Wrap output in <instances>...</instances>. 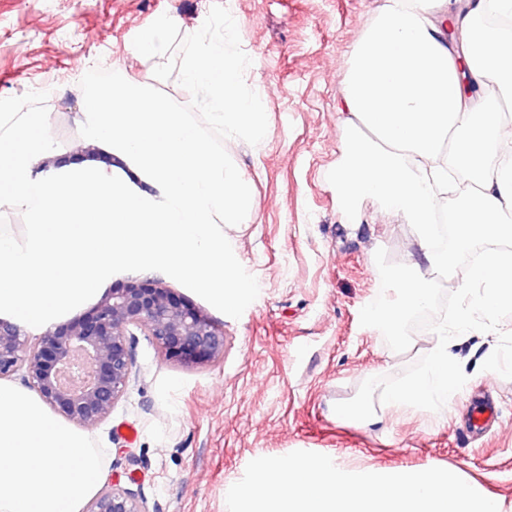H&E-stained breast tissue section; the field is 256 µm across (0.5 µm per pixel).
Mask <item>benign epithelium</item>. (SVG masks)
Returning <instances> with one entry per match:
<instances>
[{"label": "benign epithelium", "mask_w": 512, "mask_h": 512, "mask_svg": "<svg viewBox=\"0 0 512 512\" xmlns=\"http://www.w3.org/2000/svg\"><path fill=\"white\" fill-rule=\"evenodd\" d=\"M132 328L151 336L167 359L181 365H205L224 356L223 328L162 281L135 278L36 343L0 318V378L23 373L55 414L76 426L94 427L127 392L134 364ZM87 512L147 510L133 493L114 485L93 499Z\"/></svg>", "instance_id": "obj_1"}]
</instances>
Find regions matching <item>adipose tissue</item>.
I'll list each match as a JSON object with an SVG mask.
<instances>
[{"label": "adipose tissue", "instance_id": "1", "mask_svg": "<svg viewBox=\"0 0 512 512\" xmlns=\"http://www.w3.org/2000/svg\"><path fill=\"white\" fill-rule=\"evenodd\" d=\"M482 0L460 14L453 0H384L346 63L341 90L348 146L333 182L343 210L367 199L408 224L427 268L413 259L391 267L393 299L366 309L368 322L399 335L427 307L438 278L474 242L486 245L454 329L474 315L494 319L512 306V32L488 28L483 47L455 54L447 26H471ZM490 84L496 96L467 104L465 85ZM77 157L51 150L43 116H0V208L26 218V236L0 230V317L24 329L49 328L88 304L113 266L149 259L228 308L255 290L224 258L228 229L254 209L244 174L210 148L202 130L123 73L85 85ZM457 227L438 249L440 214ZM436 329L422 373L389 388L388 408L444 405L457 384L453 341Z\"/></svg>", "mask_w": 512, "mask_h": 512}]
</instances>
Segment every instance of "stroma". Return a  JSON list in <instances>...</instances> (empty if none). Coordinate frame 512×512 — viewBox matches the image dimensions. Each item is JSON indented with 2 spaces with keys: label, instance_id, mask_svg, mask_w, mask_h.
<instances>
[{
  "label": "stroma",
  "instance_id": "1",
  "mask_svg": "<svg viewBox=\"0 0 512 512\" xmlns=\"http://www.w3.org/2000/svg\"><path fill=\"white\" fill-rule=\"evenodd\" d=\"M213 0H0V113L54 84L46 127L52 146L78 141L85 77L99 63L121 67L179 104L191 96L177 78H155L158 58L132 40L160 15L180 31L200 29ZM380 0H233L245 81L261 94L268 127L255 146L225 148L249 177L257 207L229 230L226 253L255 292L234 310L195 281L162 266L115 269L107 287L160 278L224 330V355L201 366L167 360L143 331L131 337L132 381L110 417L91 428L104 449L103 486L119 485L147 512H227L225 487L258 457L296 450L328 455L349 472L447 469L512 512V308L495 324L476 319L455 347L464 363L448 405L385 409L383 393L415 375L432 347L412 321L399 347L369 326L395 251L424 256L408 225L381 221L374 201L358 216L336 199L333 173L347 144L338 114L346 62ZM495 327L497 351L480 333ZM492 401L489 430H466L473 402ZM368 405L378 419H340L336 410Z\"/></svg>",
  "mask_w": 512,
  "mask_h": 512
}]
</instances>
